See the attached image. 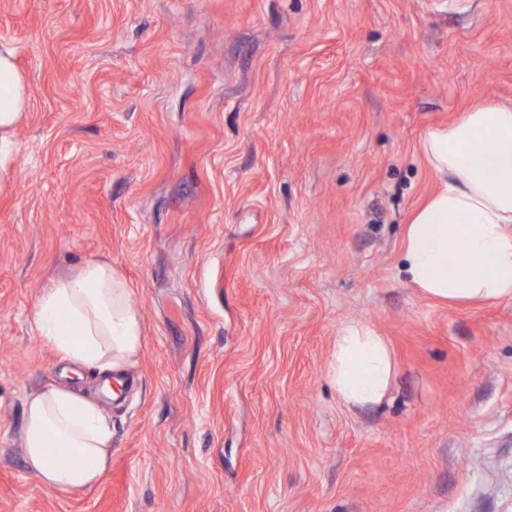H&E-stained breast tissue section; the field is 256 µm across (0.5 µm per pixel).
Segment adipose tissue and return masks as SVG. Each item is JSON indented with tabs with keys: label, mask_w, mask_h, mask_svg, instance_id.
Returning a JSON list of instances; mask_svg holds the SVG:
<instances>
[{
	"label": "adipose tissue",
	"mask_w": 512,
	"mask_h": 512,
	"mask_svg": "<svg viewBox=\"0 0 512 512\" xmlns=\"http://www.w3.org/2000/svg\"><path fill=\"white\" fill-rule=\"evenodd\" d=\"M27 105L14 49L0 42L1 192L14 179L15 133ZM422 149L439 185L406 227L407 279L441 303L512 298V104H481L451 124L431 127ZM33 322L64 359L106 377L135 357L143 334L126 280L100 258L44 288ZM392 373L389 346L373 327L352 323L337 333L328 377L347 409L381 403ZM24 433L29 471L55 491L91 487L109 465L112 424L71 383L28 397ZM56 448L71 449L69 463L54 460Z\"/></svg>",
	"instance_id": "adipose-tissue-1"
}]
</instances>
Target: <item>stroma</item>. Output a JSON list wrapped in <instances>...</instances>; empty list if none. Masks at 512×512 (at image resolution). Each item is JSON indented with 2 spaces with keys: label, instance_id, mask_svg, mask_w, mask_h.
I'll return each mask as SVG.
<instances>
[{
  "label": "stroma",
  "instance_id": "35a3bbf8",
  "mask_svg": "<svg viewBox=\"0 0 512 512\" xmlns=\"http://www.w3.org/2000/svg\"><path fill=\"white\" fill-rule=\"evenodd\" d=\"M29 94L0 193V512H512V299L441 304L401 272L437 186L421 141L512 102V0H0ZM103 258L143 336L101 395L112 463L62 494L26 398L69 363L49 283ZM394 373L343 407L339 329ZM392 373L389 346L373 327L352 323L337 333L328 377L336 398L347 409L381 403Z\"/></svg>",
  "mask_w": 512,
  "mask_h": 512
}]
</instances>
